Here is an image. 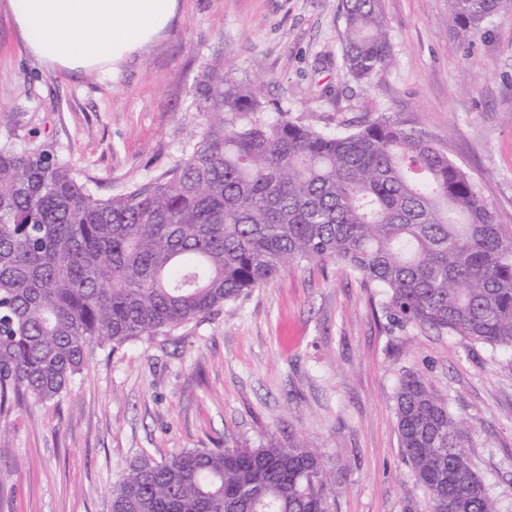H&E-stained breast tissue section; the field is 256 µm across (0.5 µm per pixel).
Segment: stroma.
Instances as JSON below:
<instances>
[{
    "mask_svg": "<svg viewBox=\"0 0 512 512\" xmlns=\"http://www.w3.org/2000/svg\"><path fill=\"white\" fill-rule=\"evenodd\" d=\"M395 62L370 80L343 65L340 0H180L171 28L116 72L71 73L27 53L0 8V139L49 149L98 198L162 177L208 126L210 71L269 116L345 133L387 116L475 182L512 233V2L472 41L450 0H380ZM379 294L331 263L283 269L204 318L94 344L58 402L0 417V512H111L130 462L193 448L305 439L333 512H429L404 462L393 397L402 370L448 399L467 454L512 512V363L490 348L380 313Z\"/></svg>",
    "mask_w": 512,
    "mask_h": 512,
    "instance_id": "stroma-1",
    "label": "stroma"
}]
</instances>
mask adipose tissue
<instances>
[{
  "mask_svg": "<svg viewBox=\"0 0 512 512\" xmlns=\"http://www.w3.org/2000/svg\"><path fill=\"white\" fill-rule=\"evenodd\" d=\"M6 7L40 64L115 71L170 27L179 0H7Z\"/></svg>",
  "mask_w": 512,
  "mask_h": 512,
  "instance_id": "1",
  "label": "adipose tissue"
}]
</instances>
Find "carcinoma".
<instances>
[{
	"label": "carcinoma",
	"mask_w": 512,
	"mask_h": 512,
	"mask_svg": "<svg viewBox=\"0 0 512 512\" xmlns=\"http://www.w3.org/2000/svg\"><path fill=\"white\" fill-rule=\"evenodd\" d=\"M506 0H453L470 38ZM343 63L368 80L393 61L379 0H341ZM207 131L163 178L98 199L49 149L0 143V416L66 393L94 342L197 320L291 264H341L380 289L389 321L512 356V235L470 176L382 117L318 131L208 75ZM399 447L432 512H499L461 423L413 370L394 394ZM112 512H331L304 440L143 456Z\"/></svg>",
	"instance_id": "obj_1"
}]
</instances>
